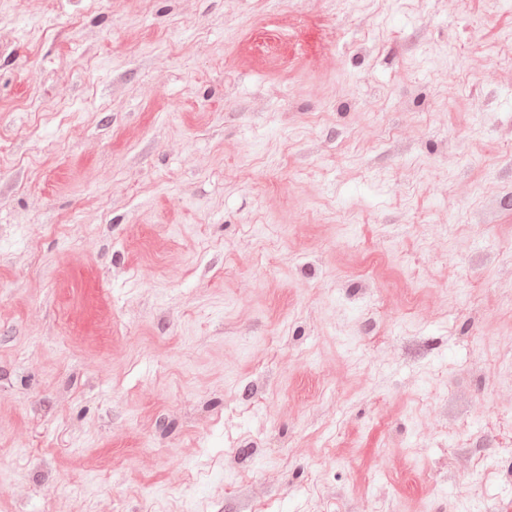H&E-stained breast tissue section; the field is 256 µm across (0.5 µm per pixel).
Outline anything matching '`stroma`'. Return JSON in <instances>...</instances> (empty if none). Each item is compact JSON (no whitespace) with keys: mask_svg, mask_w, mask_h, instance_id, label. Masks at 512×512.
<instances>
[{"mask_svg":"<svg viewBox=\"0 0 512 512\" xmlns=\"http://www.w3.org/2000/svg\"><path fill=\"white\" fill-rule=\"evenodd\" d=\"M509 298L512 0H0V512H512Z\"/></svg>","mask_w":512,"mask_h":512,"instance_id":"35a3bbf8","label":"stroma"}]
</instances>
